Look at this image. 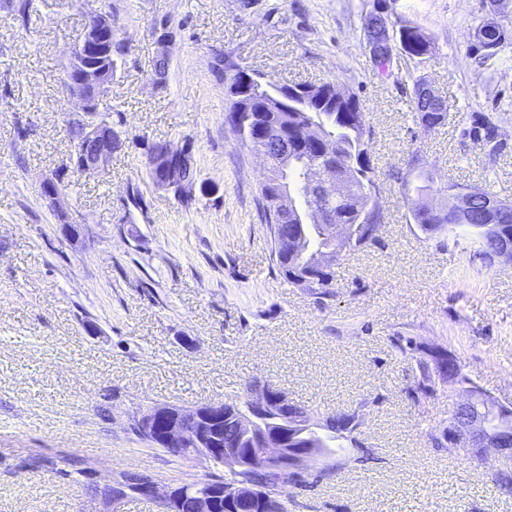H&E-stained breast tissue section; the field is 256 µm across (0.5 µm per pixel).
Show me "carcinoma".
<instances>
[{
  "instance_id": "cac0c4a2",
  "label": "carcinoma",
  "mask_w": 512,
  "mask_h": 512,
  "mask_svg": "<svg viewBox=\"0 0 512 512\" xmlns=\"http://www.w3.org/2000/svg\"><path fill=\"white\" fill-rule=\"evenodd\" d=\"M13 10L19 16L24 27L41 20L34 7V0H10ZM409 37L419 40V47L412 49L410 56L417 58L429 56L436 52V44L425 30L413 24L405 28ZM125 54V46L117 44L108 47L106 54L100 58H92L89 64L100 66L106 71L114 70L118 58ZM224 69L220 70L224 76V92L227 102L224 117L225 127L241 146H246L248 128L243 124H234L229 115L257 111L258 106L268 104L265 112V122L291 134L295 139L302 138L303 132L310 126L321 134L322 139L335 149L333 159L336 172L345 175L347 196L352 200L372 202V209L361 213L350 205L336 199L327 202L335 211L340 221L351 225L353 229L352 240L345 245L348 251H359L377 244L372 236L375 225L382 224V212L373 210L377 202L372 200V192L378 183L374 167L370 164L362 165L358 159L369 155V146L373 139V130L366 121V115L360 99L353 93L342 95L332 83L320 86H308V90L288 96L287 109L278 107L279 96L285 86L279 85L270 79H261L252 94L242 97L237 91L238 83L231 76L235 65L233 57L229 54L222 59ZM412 110L416 114L418 125L425 132H431L447 120V113H434V120L426 123V105L416 96H411ZM490 136V129L483 121V113L474 112L470 116V125L464 127L461 138ZM322 146H297L295 160L285 162L275 158L271 163V171L275 176L288 174L295 187H300L306 178L308 167L322 166ZM395 181L401 186V193L409 203L410 223L416 225L418 231L427 238L435 236L458 237V229L464 228L467 234L468 246L473 249V256L483 261L489 257L503 243L512 242V209L503 212L499 218L501 235L499 237H482L475 226L471 224H451L448 222V211L425 210L419 207V200L428 193L437 190L447 197L454 196L466 187L456 183L435 186L433 171L423 166H409L402 173L395 176ZM259 201L262 208L264 223L269 233L271 254L274 257L280 274L289 284L306 288L313 293L329 297L334 280V267L324 271L317 283H308L301 279V272L316 267L319 256L326 253H336V241L332 239L328 228L324 224H287L283 227L274 224V213L270 203L271 189L267 183L259 185ZM416 379L415 392L428 394L432 392L431 382L438 375H450L458 378L460 384L465 385L469 378L462 372L461 367L454 363L448 364V354H437L432 359L418 360L414 367Z\"/></svg>"
}]
</instances>
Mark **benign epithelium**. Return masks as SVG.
I'll list each match as a JSON object with an SVG mask.
<instances>
[{
  "label": "benign epithelium",
  "instance_id": "7a95c632",
  "mask_svg": "<svg viewBox=\"0 0 512 512\" xmlns=\"http://www.w3.org/2000/svg\"><path fill=\"white\" fill-rule=\"evenodd\" d=\"M371 15L377 18V22L366 34L370 55L391 59L401 51L397 39L399 23L393 20L394 13L387 6V0H378ZM103 40L112 41V9L96 6L86 11L85 25L70 51L64 86L72 105L67 113L68 125L81 131L79 146L68 157V163L80 174L105 172L112 162V154L117 152L114 145L122 148L125 144L119 134L109 140L98 138L101 128L99 115L89 111L88 101L82 92L85 85L93 86L103 94L112 87L110 77L83 69L80 64L81 59L99 51ZM474 41L482 51L494 53L505 43L506 34L497 21L487 19L476 28ZM250 121L258 134L252 144V152L267 165L272 145L278 143L284 133L266 127L260 112L253 114ZM147 162L151 180L156 186L172 192L181 202L191 199L192 184L184 178L185 169L193 163L189 148H175L168 142H157L149 152ZM305 193L310 197H345L331 165L310 169ZM41 194L58 223L67 228L73 227L67 211L60 204L63 191L57 180H44ZM480 194V189L459 193L448 205V210L464 224L478 220L483 232L490 233L497 229L499 214L511 208L512 203L494 195H483V208L475 213L472 203ZM273 197L279 223L327 224L340 240L347 239L348 226L333 223L331 212L299 206L287 179L278 181ZM463 397L456 408L466 410L468 414L440 430L438 437L470 459L486 460L490 451L498 457H511L512 446H502L499 433L492 427V420L497 416L511 418L512 408L499 404L474 385ZM224 412L222 401L190 408L175 404L149 406L138 417L139 431L145 440L160 448H177L190 455L220 462L228 470V480L218 485L209 482L161 488L151 476L141 474L136 483L137 492L159 503L164 512H216L215 505L220 498L224 499V512H279L281 497L276 492L279 482L285 477L299 484L305 482L310 477L312 464L324 456L321 449L308 441L310 431L339 430L354 436L359 429L357 420L348 415L313 417L308 410L293 403L284 390L258 378L250 381L247 410H233L237 431L257 442L258 448L252 452L245 451L224 442Z\"/></svg>",
  "mask_w": 512,
  "mask_h": 512
}]
</instances>
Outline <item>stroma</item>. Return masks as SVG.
Wrapping results in <instances>:
<instances>
[{
  "label": "stroma",
  "mask_w": 512,
  "mask_h": 512,
  "mask_svg": "<svg viewBox=\"0 0 512 512\" xmlns=\"http://www.w3.org/2000/svg\"><path fill=\"white\" fill-rule=\"evenodd\" d=\"M0 0V512H159L98 487L126 473L159 484L204 481L223 467L143 441L130 427L153 404L235 399L258 376L299 405L359 411L371 451L336 450L312 488L282 483L290 512H512L495 482L512 459L484 463L434 447L461 398L456 386L412 393L409 361L442 348L498 403L512 405V265L471 259L465 242L424 238L392 175L411 151L437 183L489 186L512 200V142L496 156L462 143L471 113L493 112L512 138V41L477 68L473 32L512 0H397L433 37L423 62L381 72L361 17L373 0H112L129 48L102 109L125 141L104 175L69 168L60 80L86 17L82 0H36L24 27ZM173 35L165 88L152 83L156 28ZM284 85L356 93L374 130L385 191L379 245L345 253L332 296L288 285L257 203L262 161L224 126L214 51ZM429 82L450 108L426 133L409 107ZM190 145L199 176L184 206L142 173L146 144ZM60 178L76 227L57 224L40 184Z\"/></svg>",
  "instance_id": "obj_1"
}]
</instances>
